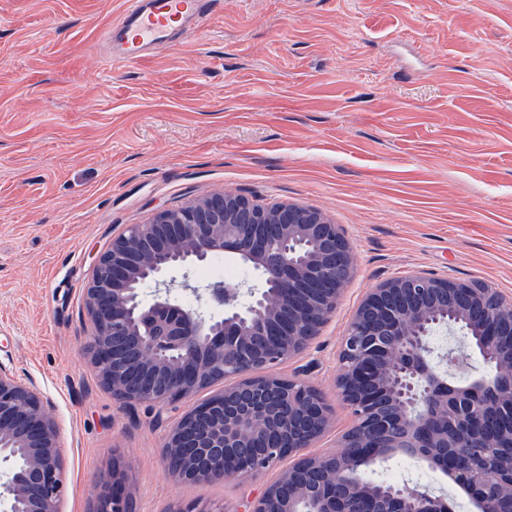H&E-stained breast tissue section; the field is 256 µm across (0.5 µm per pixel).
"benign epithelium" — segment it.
<instances>
[{"mask_svg":"<svg viewBox=\"0 0 512 512\" xmlns=\"http://www.w3.org/2000/svg\"><path fill=\"white\" fill-rule=\"evenodd\" d=\"M230 253L257 271L259 290L239 301L231 284L199 287L192 268ZM356 258L339 225L293 203L258 205L212 193L129 224L94 258L84 289L87 352L102 385L126 408H165L224 377L241 379L192 406L167 434L165 471L185 483L226 481L288 467L259 495L228 512H454L453 502L419 488L377 486L364 467L415 458L457 486L473 512H499L488 486L512 497L506 477L474 460L481 436L460 431L476 418L512 408V303L481 284L422 272L372 289L351 318L339 353L336 389L353 427L340 450H304L330 427L326 395L274 372L302 353L336 309ZM181 287L224 307L221 316L175 303ZM456 325L476 339L491 367L477 386L452 385L430 359L428 336ZM58 427L33 383L0 365V463L9 464L0 498L7 512H60L64 491ZM120 470L96 496V512H130Z\"/></svg>","mask_w":512,"mask_h":512,"instance_id":"obj_1","label":"benign epithelium"}]
</instances>
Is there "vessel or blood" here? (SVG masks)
Instances as JSON below:
<instances>
[{
	"label": "vessel or blood",
	"instance_id": "1",
	"mask_svg": "<svg viewBox=\"0 0 512 512\" xmlns=\"http://www.w3.org/2000/svg\"><path fill=\"white\" fill-rule=\"evenodd\" d=\"M208 0H127L108 31L112 61L140 62L175 32L190 29Z\"/></svg>",
	"mask_w": 512,
	"mask_h": 512
}]
</instances>
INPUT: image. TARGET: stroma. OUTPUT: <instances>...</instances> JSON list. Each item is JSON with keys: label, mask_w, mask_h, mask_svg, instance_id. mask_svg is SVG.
Returning a JSON list of instances; mask_svg holds the SVG:
<instances>
[{"label": "stroma", "mask_w": 512, "mask_h": 512, "mask_svg": "<svg viewBox=\"0 0 512 512\" xmlns=\"http://www.w3.org/2000/svg\"><path fill=\"white\" fill-rule=\"evenodd\" d=\"M125 0H0V364L58 424L61 512H94L123 468L133 512H225L276 476L184 485L170 422L123 409L87 354L82 290L128 224L215 192L316 208L357 266L305 352L282 364L353 417L337 351L365 295L411 272L512 301V0H210L144 62L110 65Z\"/></svg>", "instance_id": "35a3bbf8"}]
</instances>
